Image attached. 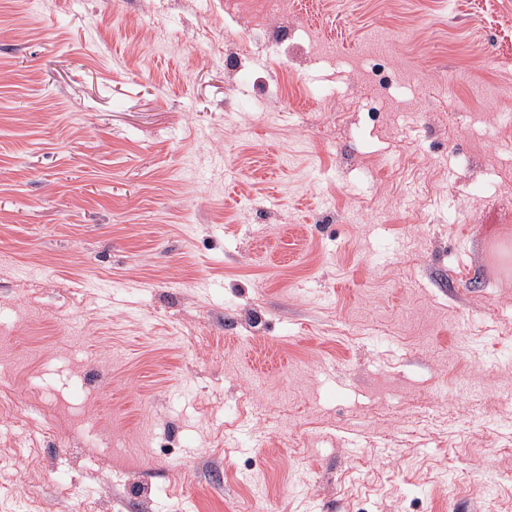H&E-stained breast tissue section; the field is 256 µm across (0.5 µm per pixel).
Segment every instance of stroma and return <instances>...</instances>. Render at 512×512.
<instances>
[{
    "label": "stroma",
    "instance_id": "obj_1",
    "mask_svg": "<svg viewBox=\"0 0 512 512\" xmlns=\"http://www.w3.org/2000/svg\"><path fill=\"white\" fill-rule=\"evenodd\" d=\"M225 2L0 0V512H512V0Z\"/></svg>",
    "mask_w": 512,
    "mask_h": 512
}]
</instances>
